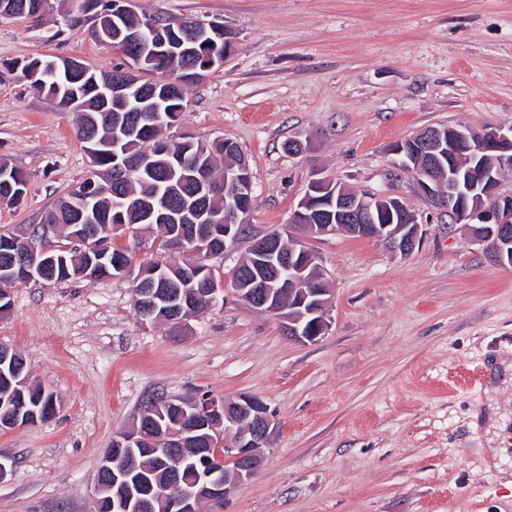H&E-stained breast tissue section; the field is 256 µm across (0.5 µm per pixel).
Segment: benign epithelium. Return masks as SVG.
I'll use <instances>...</instances> for the list:
<instances>
[{
	"label": "benign epithelium",
	"instance_id": "obj_1",
	"mask_svg": "<svg viewBox=\"0 0 512 512\" xmlns=\"http://www.w3.org/2000/svg\"><path fill=\"white\" fill-rule=\"evenodd\" d=\"M149 56H127L123 78L104 86V99L128 100L133 86L128 77L134 71L151 69ZM207 60L181 69L175 86L179 94L187 90L193 72L200 78L211 71ZM392 165L414 177L419 192L436 210L465 223L472 242L483 246L490 260L498 266L512 267V192L504 193L501 185L505 173L512 169V128L441 125L394 141L388 148ZM240 172L227 177L232 186L230 203L224 214L208 216L206 221L224 225V249L241 239L244 224L253 207L254 189L250 165L240 156ZM308 209L301 227L309 235L323 236L344 231L354 237L383 243L401 256L410 255L420 237L421 225L415 214L396 194L367 196L327 178H315L299 200ZM196 252L206 251L203 239L182 233L169 241L174 250L187 245ZM277 262L284 272L279 288L266 287L260 263ZM245 272L231 282L233 294L245 304L271 314L282 323L286 334L300 342L317 340L327 327L326 295L317 274L316 256L296 233L274 230L252 240L248 253L240 262ZM138 302L151 317L161 306L170 320H185V294L179 289L164 288L142 293ZM161 404L181 413L180 429H169L154 436V447L161 448L166 477L151 487L150 497L134 492L126 477L139 469V458L131 450L125 455H105L98 465L97 505L107 504L108 512H148L152 501L162 503L165 512H198L201 500L220 502L237 485L249 480L260 468L267 447L271 414L260 398L243 394L228 402L219 397H161ZM224 426V455L218 456L224 479L216 470L203 471L195 487L181 484L180 467L190 456L207 458L205 449L196 447V434ZM144 430L132 426L113 439L117 447H133L144 441Z\"/></svg>",
	"mask_w": 512,
	"mask_h": 512
}]
</instances>
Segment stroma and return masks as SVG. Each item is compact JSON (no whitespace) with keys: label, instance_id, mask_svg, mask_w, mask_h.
Masks as SVG:
<instances>
[{"label":"stroma","instance_id":"35a3bbf8","mask_svg":"<svg viewBox=\"0 0 512 512\" xmlns=\"http://www.w3.org/2000/svg\"><path fill=\"white\" fill-rule=\"evenodd\" d=\"M135 12L216 21L236 35L224 66L190 80L172 134L229 138L254 182L248 234L211 265L231 279L251 238L288 228L314 174L400 195L423 240L401 257L346 233L310 237L330 290L313 343L225 293L176 328L146 322L129 278L33 279L10 288L0 345L25 360L56 411L0 430L12 461L0 512H96L97 464L149 399L260 397L272 416L260 469L202 512H512V267L449 228L387 146L439 124L512 126V0H133ZM79 0L0 17V160L27 191L0 203V233L31 235L90 175L76 114L17 65L43 55L95 70L122 51L66 27ZM305 146L288 153V141ZM496 407L498 427L475 425Z\"/></svg>","mask_w":512,"mask_h":512}]
</instances>
